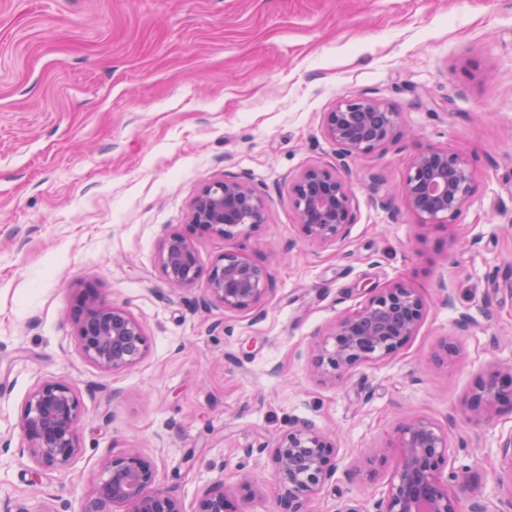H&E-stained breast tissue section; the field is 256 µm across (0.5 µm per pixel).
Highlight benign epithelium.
Segmentation results:
<instances>
[{"label":"benign epithelium","mask_w":512,"mask_h":512,"mask_svg":"<svg viewBox=\"0 0 512 512\" xmlns=\"http://www.w3.org/2000/svg\"><path fill=\"white\" fill-rule=\"evenodd\" d=\"M400 113L381 100L359 95L340 100L325 113L324 135L343 162L393 139ZM296 223L318 244L344 241L354 224L353 194L347 178L317 166L306 169L289 186ZM475 193V175L464 157L438 147L418 152L411 162L403 197L422 224H446L461 215ZM268 199L249 181L235 176L205 185L191 203L188 224L205 233L230 237L265 222ZM163 279L189 289L200 278L194 240L164 233L159 254ZM269 272L234 253L221 255L205 281L204 302L226 311L256 308L271 289ZM424 297L405 282L369 289L355 312L336 319L328 337L316 344V370L341 379L364 363L387 358L416 336L426 311ZM77 338L86 359L105 371L127 370L149 350L141 322L126 308L106 304L92 290L77 299ZM512 405V366L476 381L468 410L475 417ZM81 402L63 380H47L28 395L20 415L27 451L45 466H64L80 451ZM395 468L374 512H464L450 486L462 484L467 469L448 467V435L420 417L397 429ZM283 512H304L305 502L335 471V444L309 421H298L269 449ZM183 512L181 501L156 482L152 464L133 449L100 464L95 496L81 512ZM197 512H239L222 490L206 493Z\"/></svg>","instance_id":"obj_1"}]
</instances>
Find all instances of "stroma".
Masks as SVG:
<instances>
[{
    "label": "stroma",
    "mask_w": 512,
    "mask_h": 512,
    "mask_svg": "<svg viewBox=\"0 0 512 512\" xmlns=\"http://www.w3.org/2000/svg\"><path fill=\"white\" fill-rule=\"evenodd\" d=\"M401 115L385 146L347 163L355 222L320 246L288 184L335 170L325 112L360 94ZM476 176L452 225L420 224L402 185L429 147ZM238 176L264 191V223L230 238L190 230L191 200ZM191 233L199 266L227 252L267 269L259 308L204 304L159 268L164 229ZM426 299L416 336L333 380L311 350L368 288ZM125 307L149 341L107 372L78 341L86 288ZM453 344L438 360L442 341ZM512 364V0H0V512H79L103 458L130 448L196 512L223 486L239 512H276L269 447L298 420L336 438V471L306 512H370L395 463L396 427L426 417L468 465L463 505L505 512L512 409L475 421L478 377ZM47 379L84 408L79 453L46 467L21 408ZM386 463L370 470L372 452Z\"/></svg>",
    "instance_id": "1"
}]
</instances>
